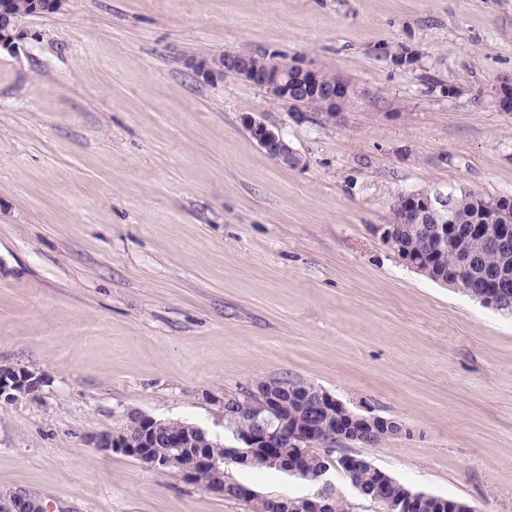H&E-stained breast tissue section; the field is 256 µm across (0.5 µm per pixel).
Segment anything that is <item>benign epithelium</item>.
<instances>
[{"mask_svg": "<svg viewBox=\"0 0 512 512\" xmlns=\"http://www.w3.org/2000/svg\"><path fill=\"white\" fill-rule=\"evenodd\" d=\"M26 38V30L21 26V22L17 21L14 23L13 31L0 30V48L16 50ZM253 57L254 54L250 52L226 51L210 59H192L189 65L195 73L212 82L223 79L229 72L247 83L257 82L266 97L273 102L311 96L323 105L324 110L334 112L336 106L349 96V87L346 84L325 79L321 70L297 62L285 66L270 60L266 63L264 72L259 75L255 70ZM243 123L251 128L256 136V142L272 160L289 167H298L302 164L301 156L277 128L251 115L244 116ZM405 199L407 218L420 224L434 225L430 236L438 241V245H430L422 251H401L395 244V230L387 226L382 228V239L405 264L418 269L435 258L439 246L455 238L459 229L457 225L448 223L450 194L436 190L427 193L412 192L406 194ZM491 242L495 249L501 252L512 249V224L499 225ZM481 302L497 310L508 305L512 307V297L499 287L490 289ZM43 384L44 377L30 370L0 365V401L19 402L38 392ZM301 405L305 411L307 425L301 431H289L287 421L280 413L279 395L271 390L255 394L247 406H238L240 414L250 419V429L236 433L234 444L224 449V456L243 467L262 460L318 486L316 492L308 497L281 499L276 507L277 512H336V494L329 480V464H323L314 472L297 464L288 468L283 465L281 459L268 455L265 450L275 447L284 436L288 437L296 448L308 449L316 443L324 448H332L336 446V440L346 435L358 438L365 431L399 435L404 428L394 420L353 410L323 389L305 395ZM128 419L140 426V441L128 439L124 431L103 433L92 438L93 447L123 453L151 468L170 469L181 465L183 451L192 446L193 464L191 468L185 470L187 477L191 478L196 475V471L204 470L211 475L209 491L225 497L242 495L243 488L239 485L224 482V466L219 458L211 455L209 445L212 441L206 430L189 425L184 427V432L172 434L168 432L167 425L162 420L139 411L128 413ZM161 444L165 445L168 451L155 452V448ZM372 498L382 500L385 512H414L415 508L423 505L421 499H383L376 492L372 494Z\"/></svg>", "mask_w": 512, "mask_h": 512, "instance_id": "1", "label": "benign epithelium"}]
</instances>
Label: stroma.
<instances>
[{
	"instance_id": "obj_1",
	"label": "stroma",
	"mask_w": 512,
	"mask_h": 512,
	"mask_svg": "<svg viewBox=\"0 0 512 512\" xmlns=\"http://www.w3.org/2000/svg\"><path fill=\"white\" fill-rule=\"evenodd\" d=\"M0 49V505L248 512L100 451L129 411L224 435L225 396L301 378L402 435L349 453L415 491L512 512V314L386 246L398 195L512 197V0H69ZM418 55L400 65L399 48ZM300 60L350 84L335 119L188 57ZM305 160H271L242 118ZM260 495L314 486L225 468ZM45 380L30 370L0 365V401L16 403L40 390Z\"/></svg>"
}]
</instances>
